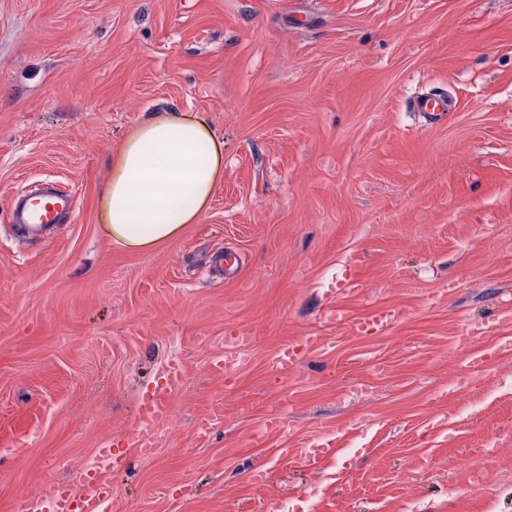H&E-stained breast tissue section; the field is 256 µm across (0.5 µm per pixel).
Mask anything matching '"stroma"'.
<instances>
[{
	"instance_id": "35a3bbf8",
	"label": "stroma",
	"mask_w": 512,
	"mask_h": 512,
	"mask_svg": "<svg viewBox=\"0 0 512 512\" xmlns=\"http://www.w3.org/2000/svg\"><path fill=\"white\" fill-rule=\"evenodd\" d=\"M434 93L437 123L408 107ZM165 110L204 114L224 179L179 238L130 252L102 192ZM45 178L77 210L18 236L11 200ZM356 254L346 317L407 310L365 337L322 319ZM508 299L512 0H0V512L80 494L102 448L125 462L112 512H512ZM232 333L250 365L228 383L210 361ZM305 336L332 347L277 368ZM175 358L145 455L128 437ZM274 415L288 435L262 433ZM333 435L317 468L290 454Z\"/></svg>"
}]
</instances>
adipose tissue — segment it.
<instances>
[{
  "instance_id": "obj_1",
  "label": "adipose tissue",
  "mask_w": 512,
  "mask_h": 512,
  "mask_svg": "<svg viewBox=\"0 0 512 512\" xmlns=\"http://www.w3.org/2000/svg\"><path fill=\"white\" fill-rule=\"evenodd\" d=\"M223 176L224 143L203 114L153 113L112 160L102 230L130 252L173 241L208 210Z\"/></svg>"
}]
</instances>
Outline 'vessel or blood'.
Returning a JSON list of instances; mask_svg holds the SVG:
<instances>
[{"mask_svg":"<svg viewBox=\"0 0 512 512\" xmlns=\"http://www.w3.org/2000/svg\"><path fill=\"white\" fill-rule=\"evenodd\" d=\"M410 107L416 112L428 113L434 120L441 119L448 109L446 99L441 97H417ZM76 209V197L73 192L63 191L48 185L37 193L24 195L14 201L11 207L12 224L23 226L34 231L60 223L67 214ZM405 315L404 310L389 308L373 312L366 317L355 320L351 329L362 335L369 331L387 330ZM166 384L162 392L153 394L141 405L143 421L131 434L130 440L141 452L149 454L153 451L155 436L164 428L167 419L166 396L183 389L186 379L183 368L178 360H171L164 368ZM339 444L337 438L324 439L321 447L300 448L296 454L307 467H316L321 459L335 454ZM53 512H107L110 492L104 483H85L79 496L58 492L52 497Z\"/></svg>","mask_w":512,"mask_h":512,"instance_id":"vessel-or-blood-1","label":"vessel or blood"}]
</instances>
